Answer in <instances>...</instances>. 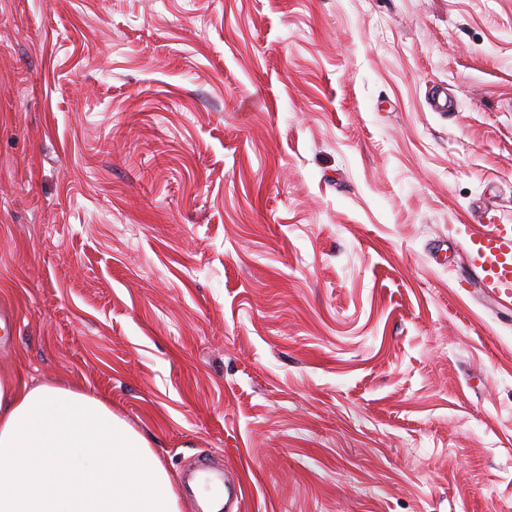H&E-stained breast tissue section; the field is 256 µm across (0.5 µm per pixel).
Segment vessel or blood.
Here are the masks:
<instances>
[{
    "label": "vessel or blood",
    "mask_w": 512,
    "mask_h": 512,
    "mask_svg": "<svg viewBox=\"0 0 512 512\" xmlns=\"http://www.w3.org/2000/svg\"><path fill=\"white\" fill-rule=\"evenodd\" d=\"M464 247L473 275L489 293L512 298V225L492 224L466 229Z\"/></svg>",
    "instance_id": "b4317fda"
}]
</instances>
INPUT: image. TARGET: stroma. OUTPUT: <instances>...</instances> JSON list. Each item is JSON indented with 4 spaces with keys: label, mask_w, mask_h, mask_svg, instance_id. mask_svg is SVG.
Listing matches in <instances>:
<instances>
[{
    "label": "stroma",
    "mask_w": 512,
    "mask_h": 512,
    "mask_svg": "<svg viewBox=\"0 0 512 512\" xmlns=\"http://www.w3.org/2000/svg\"><path fill=\"white\" fill-rule=\"evenodd\" d=\"M447 93L450 112L428 97ZM512 0H0V375L238 512H512ZM464 247L473 275L505 301L512 298V225L492 224L465 230Z\"/></svg>",
    "instance_id": "stroma-1"
}]
</instances>
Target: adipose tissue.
Masks as SVG:
<instances>
[{
  "mask_svg": "<svg viewBox=\"0 0 512 512\" xmlns=\"http://www.w3.org/2000/svg\"><path fill=\"white\" fill-rule=\"evenodd\" d=\"M0 512H180L170 473L103 398L0 376Z\"/></svg>",
  "mask_w": 512,
  "mask_h": 512,
  "instance_id": "1",
  "label": "adipose tissue"
}]
</instances>
